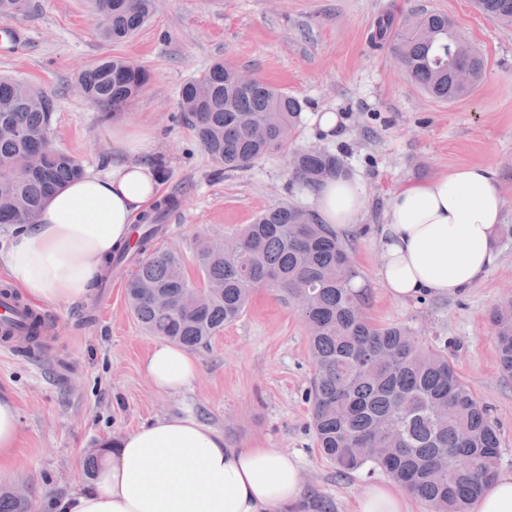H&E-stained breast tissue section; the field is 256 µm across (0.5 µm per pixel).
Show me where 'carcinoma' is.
<instances>
[{"label":"carcinoma","mask_w":512,"mask_h":512,"mask_svg":"<svg viewBox=\"0 0 512 512\" xmlns=\"http://www.w3.org/2000/svg\"><path fill=\"white\" fill-rule=\"evenodd\" d=\"M489 20L512 26V0H475ZM102 39L131 37L150 17L154 0H90ZM28 0H0V20L27 12ZM389 50L407 76L431 97L452 101L481 82L483 56L458 40L445 14L399 19ZM471 73L468 86L455 71ZM146 72L104 57L79 73L85 98L118 110L142 93ZM183 119L205 151L232 172L280 151L293 137L299 100L263 80L244 87L237 70L216 62L181 88ZM54 101L41 89L0 77V224L34 223L50 195L78 177L82 165L54 149ZM347 174L334 154L307 150L291 162L292 179L314 191ZM175 207L160 199L142 218L126 295L131 313L151 335L186 348L207 343L238 319L255 289L273 288L301 312L314 361L309 402L321 454L341 475L378 468L430 512H468L495 473L497 426L459 380L448 356L410 343L406 327L372 324L365 297L352 287L358 271L339 239L316 216L292 204L265 210L232 241L206 240L198 250L202 285L186 279L179 255L150 251L160 221ZM163 293V309L153 294ZM502 371L512 374V308L491 318ZM389 441L383 458L371 455ZM0 512H36L0 487Z\"/></svg>","instance_id":"cac0c4a2"}]
</instances>
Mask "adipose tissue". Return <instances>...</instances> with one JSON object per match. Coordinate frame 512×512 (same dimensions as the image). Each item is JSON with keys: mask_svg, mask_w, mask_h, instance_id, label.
<instances>
[{"mask_svg": "<svg viewBox=\"0 0 512 512\" xmlns=\"http://www.w3.org/2000/svg\"><path fill=\"white\" fill-rule=\"evenodd\" d=\"M112 151L56 190L36 223L14 229L0 248V268L31 302L53 306L88 298L103 265L158 199L156 136L113 124ZM360 180L341 177L313 195L319 221L354 230L366 208ZM506 198L487 166L446 169L396 186L377 238L378 283L397 301L455 296L497 264L495 234ZM198 363L184 348L157 344L144 372L159 390L176 392ZM300 461L276 448H236L191 415L163 417L122 435L90 486L60 503L61 512H303ZM356 512H410L409 496L391 485L370 487Z\"/></svg>", "mask_w": 512, "mask_h": 512, "instance_id": "adipose-tissue-1", "label": "adipose tissue"}]
</instances>
